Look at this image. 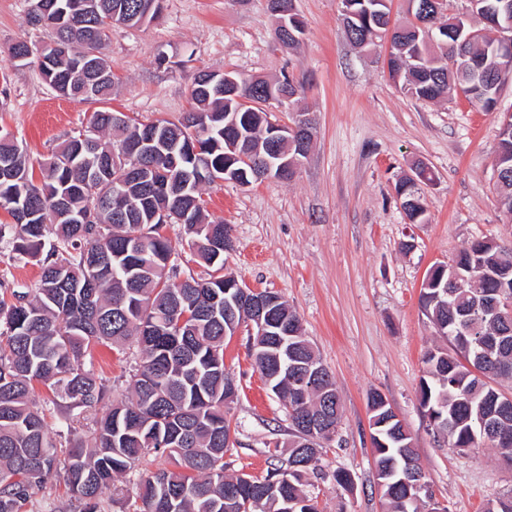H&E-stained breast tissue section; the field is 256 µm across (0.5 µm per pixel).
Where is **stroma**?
I'll list each match as a JSON object with an SVG mask.
<instances>
[{
	"mask_svg": "<svg viewBox=\"0 0 512 512\" xmlns=\"http://www.w3.org/2000/svg\"><path fill=\"white\" fill-rule=\"evenodd\" d=\"M305 33L290 49L275 39L266 0H165L154 22L113 27L105 53L115 84L105 102L72 99L39 69L9 55L20 38L49 40L24 22L26 0H0V130L39 163L67 135L105 109L144 123L174 119L189 106L200 71L230 69L304 86L299 107L315 120L310 151L291 180L206 186L209 221L229 224L224 269L240 282L280 294L297 312L316 355L332 373L343 417L308 474L319 512H387L376 484L367 398L380 392L411 433L436 501L448 512H486L512 493V464L490 447L458 451L434 435L418 402L428 349L446 346L420 307L429 268L447 263L471 239L512 240V216L495 189L498 114L512 112V74L498 112L457 93L420 101L390 78L387 42L351 43L341 0H295ZM425 165L419 183L426 221L408 223L396 184ZM252 331L224 341V363L239 391L226 407L235 445L227 472L263 474L288 455V412L250 356ZM131 353L94 350L86 365L126 390ZM349 472L354 492L339 488Z\"/></svg>",
	"mask_w": 512,
	"mask_h": 512,
	"instance_id": "stroma-1",
	"label": "stroma"
}]
</instances>
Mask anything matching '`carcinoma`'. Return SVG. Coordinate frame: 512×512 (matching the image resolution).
<instances>
[{
    "label": "carcinoma",
    "instance_id": "1",
    "mask_svg": "<svg viewBox=\"0 0 512 512\" xmlns=\"http://www.w3.org/2000/svg\"><path fill=\"white\" fill-rule=\"evenodd\" d=\"M360 15L347 31L357 45L369 43L390 10L388 0H348ZM161 14L163 0H27L25 23L52 30L60 49L38 52L25 38L9 47L18 59L33 48L23 65H34L44 80L65 97L80 91L76 67L86 59L97 69L84 73L96 100L106 99L114 81L104 49L112 25L135 17L145 5ZM476 28L443 24L434 38L413 24L395 27L393 44L404 50L390 77L423 101L462 90L475 106L493 111L499 90L494 74L498 40L469 34ZM288 75L268 84L245 79L242 95L253 105L240 107L231 97L205 90L192 80L190 108L176 120L141 123L94 113L87 130L62 141L40 164L33 182L24 147L0 130V209L12 223L0 224V242L8 239L19 260L40 267L34 286L8 288L0 283V512H39L34 490L56 472L69 493L60 512H105L103 494L140 460L160 457L174 468L140 475L133 486L136 512H318L306 475L325 434L303 426L309 415L325 413L329 424L341 420V402L333 377L299 334L288 345V362L272 374L268 388L288 408L290 452L261 476L227 475L224 454L226 380L224 327L237 298L232 279H224V243L229 228L207 220L196 205L203 183L196 167L204 164L215 178L234 170L239 184L255 183L252 169L233 159L230 147L245 144L255 156L278 168L280 156L299 160L297 147L270 135L262 105L281 94L294 95ZM146 143L137 167L121 148ZM496 161L505 175L497 184L502 207L512 214V132L502 134ZM407 215L421 224L426 208L413 191ZM190 212L182 225L195 255L213 267L206 277L185 275L172 241L160 233L161 215L169 223ZM466 276L464 287L442 285L452 271ZM512 246L473 239L447 268L432 267L431 287L420 304L438 327L448 348L428 350L419 402L432 430L445 426L448 446L465 450L488 444L512 461V395L494 386L512 378ZM500 303L498 312L489 304ZM278 329L254 337L251 350L267 359L278 353ZM136 349L139 362L126 395L112 397L102 379L86 368L98 347ZM65 401L64 440L48 431L44 413L32 397L34 384ZM370 440L376 476L384 486L390 512H419L424 493L400 482L399 470L418 460L413 438L395 418L382 395L368 397ZM90 424H85V421Z\"/></svg>",
    "mask_w": 512,
    "mask_h": 512
}]
</instances>
